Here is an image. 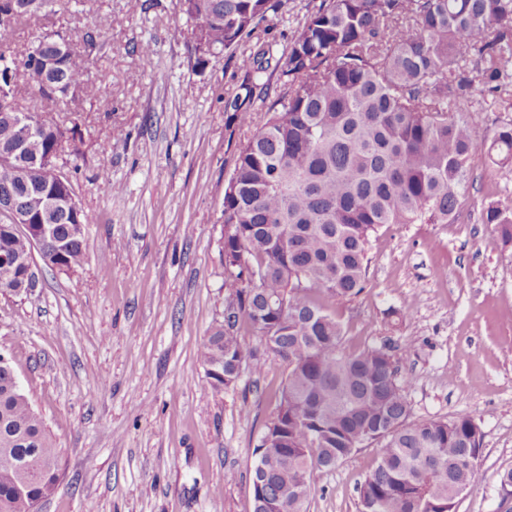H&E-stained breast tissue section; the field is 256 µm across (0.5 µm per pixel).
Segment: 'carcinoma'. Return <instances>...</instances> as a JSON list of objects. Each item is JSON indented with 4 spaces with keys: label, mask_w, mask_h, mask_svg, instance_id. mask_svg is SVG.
Instances as JSON below:
<instances>
[{
    "label": "carcinoma",
    "mask_w": 512,
    "mask_h": 512,
    "mask_svg": "<svg viewBox=\"0 0 512 512\" xmlns=\"http://www.w3.org/2000/svg\"><path fill=\"white\" fill-rule=\"evenodd\" d=\"M26 9L15 21L53 6ZM280 0H190L187 17L208 24L216 49L250 34ZM12 67L0 81L37 93V113L89 99L97 83L78 67L69 36L42 32L22 56L0 46ZM245 97L225 105L253 124L244 107L254 76L286 77L265 121L239 145L224 188V322L201 351L205 380L221 390L243 366L264 362L241 340L246 320L287 366L276 418L260 437L251 477L253 512H307L314 473L359 449L381 444L358 489V512H452L457 489L474 473L482 435L473 419H411L409 378L387 348L346 351L331 306L364 290L372 234L383 224H446L472 181L478 151L457 103L483 86L500 105L512 83V0H322L282 54L265 42L243 60ZM48 80L57 95L38 93ZM78 112L36 131L43 152L82 133ZM512 170V128L486 150ZM53 168L21 173L0 164V196L64 201ZM85 213L54 224L51 263L70 273L83 264ZM483 223L512 246V196L489 203ZM0 226V254L27 257L32 235ZM31 276L0 263V292L28 291ZM58 481V450L22 390L10 359H0V512H37Z\"/></svg>",
    "instance_id": "1"
}]
</instances>
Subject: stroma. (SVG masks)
Listing matches in <instances>:
<instances>
[{
	"label": "stroma",
	"instance_id": "obj_1",
	"mask_svg": "<svg viewBox=\"0 0 512 512\" xmlns=\"http://www.w3.org/2000/svg\"><path fill=\"white\" fill-rule=\"evenodd\" d=\"M320 3L282 0L251 35L205 57L176 0H59L0 34L20 56L39 33L65 32L77 63L107 82L64 107L84 119L71 174L87 215L82 267L66 275L39 261L34 288L0 294V352L59 450L57 488L39 512H253V451L286 371L269 353L261 372L243 369L227 389L202 384L203 340L224 320V186L249 133L224 105L241 94L256 43L287 47ZM481 100L460 108L488 143L512 126V109L483 112ZM471 168L454 222L378 229L366 288L335 313L346 350L392 345L413 418L479 426L477 472L454 512H504L512 249L482 214L492 194L512 193V178L480 152ZM377 453L369 446L316 473L308 512H357Z\"/></svg>",
	"mask_w": 512,
	"mask_h": 512
}]
</instances>
